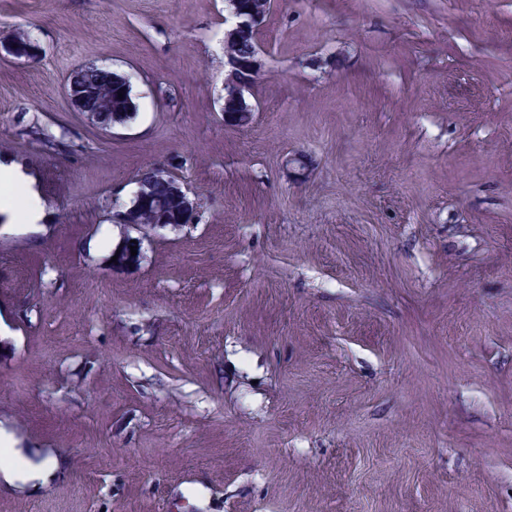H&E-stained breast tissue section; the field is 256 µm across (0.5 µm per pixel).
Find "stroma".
Returning a JSON list of instances; mask_svg holds the SVG:
<instances>
[{"mask_svg": "<svg viewBox=\"0 0 512 512\" xmlns=\"http://www.w3.org/2000/svg\"><path fill=\"white\" fill-rule=\"evenodd\" d=\"M224 17L0 0L44 48L0 58V159L47 214H0V428L63 463L0 512H512V0H277L246 128ZM93 61L138 104L107 137L64 90ZM169 162L199 222L112 268Z\"/></svg>", "mask_w": 512, "mask_h": 512, "instance_id": "obj_1", "label": "stroma"}]
</instances>
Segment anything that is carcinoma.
<instances>
[{"instance_id": "obj_1", "label": "carcinoma", "mask_w": 512, "mask_h": 512, "mask_svg": "<svg viewBox=\"0 0 512 512\" xmlns=\"http://www.w3.org/2000/svg\"><path fill=\"white\" fill-rule=\"evenodd\" d=\"M238 8L245 14H269L275 0H236ZM12 43L21 55H28L37 50L32 43L28 30L17 28L4 36ZM76 74L82 76L79 83L86 106L92 112H107L112 120L120 125L130 122L137 110L132 92L126 90L118 79L94 72L91 68L80 69ZM123 97H118V93ZM181 200L157 185H146L137 206L130 212L129 219L135 224H157L165 221L169 224L178 223L181 219Z\"/></svg>"}]
</instances>
